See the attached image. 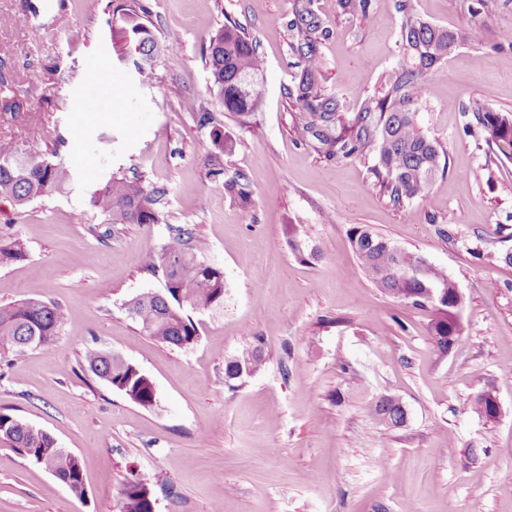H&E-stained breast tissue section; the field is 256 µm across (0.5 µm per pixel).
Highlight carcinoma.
I'll list each match as a JSON object with an SVG mask.
<instances>
[{
    "instance_id": "1",
    "label": "carcinoma",
    "mask_w": 512,
    "mask_h": 512,
    "mask_svg": "<svg viewBox=\"0 0 512 512\" xmlns=\"http://www.w3.org/2000/svg\"><path fill=\"white\" fill-rule=\"evenodd\" d=\"M139 0L123 9L110 26L112 39L132 44L138 57L132 60L137 74L153 76L154 58L167 47L159 44L143 22ZM296 50L305 60L298 76V101L307 109L300 117L298 134L317 141L330 156L348 158L375 151L378 164L372 169L379 186L390 200L406 206L423 196L439 168L443 149L425 134L417 118L424 83L442 73V64L464 36L409 16L401 26V42L407 64L376 104L347 119L322 97L318 88L320 62L317 35L320 21L312 14L298 18ZM209 81L224 111L240 122L256 111L261 94L256 80L263 70L256 45L245 29L224 25L210 38L206 60ZM487 141L512 148V114L481 110L474 113ZM72 180L70 169L61 162L40 161L29 154L26 144L12 142L0 148V196L24 206L53 191L64 189ZM224 188L241 202L250 198L248 181L238 174ZM160 187L140 179L114 176L91 198V206L113 224H159L156 204L164 195ZM352 249L360 267L385 295L414 307H430L435 318L430 333L434 345L446 353L461 337L457 311L463 297L452 291L453 281L425 258L394 245L371 228L357 225L349 232ZM196 230L188 225H168V240L159 249L145 253L143 263L154 275H161L163 288L138 294L127 302V310L140 330L151 339L177 348H189L198 341L197 329L185 307L210 309L224 303V270L205 261ZM27 256L25 243L15 238L0 242V265ZM170 256L180 258L173 270L166 267ZM66 318L57 304L27 299L0 304V351L22 353L46 348L58 335ZM84 361L89 370L112 389L136 404L153 406L156 392L152 380L131 362L117 363L112 354L88 349ZM264 362L255 346L229 359L224 366L227 381L242 380L257 372ZM367 411L378 424L398 428L406 422V409L394 396L382 395L367 402ZM0 439L20 449L31 461L50 472L77 497L85 496L78 457L57 446L46 431L23 419L0 414ZM152 478L137 474L121 491V512H153Z\"/></svg>"
}]
</instances>
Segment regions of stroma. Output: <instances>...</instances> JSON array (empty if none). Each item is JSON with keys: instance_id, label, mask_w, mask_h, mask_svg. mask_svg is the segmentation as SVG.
I'll use <instances>...</instances> for the list:
<instances>
[{"instance_id": "stroma-1", "label": "stroma", "mask_w": 512, "mask_h": 512, "mask_svg": "<svg viewBox=\"0 0 512 512\" xmlns=\"http://www.w3.org/2000/svg\"><path fill=\"white\" fill-rule=\"evenodd\" d=\"M128 0H0V142L34 138L32 153L64 162L61 193L19 207L0 198V238L25 260L0 266V303L60 305L53 343L0 352V413L51 434L82 463L84 498L0 442V512H120L131 471L154 479L155 512H512V152L486 141L474 112L512 114V0H141L160 44L152 82L109 22ZM318 39L325 96L345 116L383 95L403 63L411 14L466 39L427 82L418 106L446 167L409 209L392 204L372 169L376 152L327 156L302 140L295 85L303 61L290 29L303 11ZM235 22L264 61L262 105L239 122L209 82L210 37ZM94 99L99 120L70 133ZM211 113L225 150L200 122ZM223 177H216V170ZM243 173L249 202L224 181ZM165 187L163 221L112 225L90 205L112 176ZM195 225L205 258L224 270V305L194 310L199 340L178 349L144 336L125 304L161 289L143 269L168 225ZM366 225L421 254L464 298L462 333L433 344L434 313L380 292L349 231ZM297 226L306 254L288 244ZM260 346L262 368L229 387L224 364ZM98 347L153 381L144 408L92 374ZM491 393L500 412L471 406ZM398 398L404 426L388 429L368 399Z\"/></svg>"}]
</instances>
